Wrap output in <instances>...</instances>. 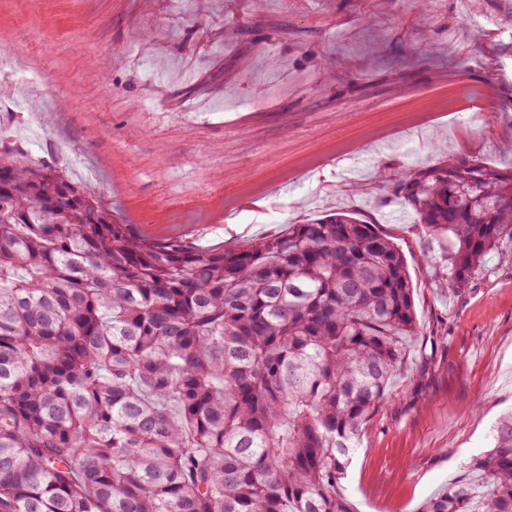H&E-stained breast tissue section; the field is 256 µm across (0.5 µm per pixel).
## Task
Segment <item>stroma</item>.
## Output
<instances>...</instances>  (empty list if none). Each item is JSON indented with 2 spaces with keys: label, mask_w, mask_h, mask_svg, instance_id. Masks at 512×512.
<instances>
[{
  "label": "stroma",
  "mask_w": 512,
  "mask_h": 512,
  "mask_svg": "<svg viewBox=\"0 0 512 512\" xmlns=\"http://www.w3.org/2000/svg\"><path fill=\"white\" fill-rule=\"evenodd\" d=\"M0 140L154 239L231 247L345 213L400 247L418 331L339 490L418 512L512 409V247L443 288L392 191L512 171V0H0Z\"/></svg>",
  "instance_id": "obj_1"
}]
</instances>
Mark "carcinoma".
<instances>
[{
	"label": "carcinoma",
	"mask_w": 512,
	"mask_h": 512,
	"mask_svg": "<svg viewBox=\"0 0 512 512\" xmlns=\"http://www.w3.org/2000/svg\"><path fill=\"white\" fill-rule=\"evenodd\" d=\"M393 191L464 288L512 243V173ZM396 243L338 215L235 248L136 235L0 149V512H353L337 484L416 335ZM419 512H512V411Z\"/></svg>",
	"instance_id": "carcinoma-1"
}]
</instances>
